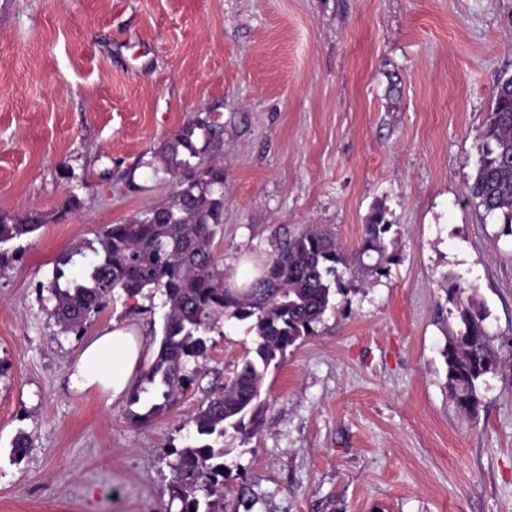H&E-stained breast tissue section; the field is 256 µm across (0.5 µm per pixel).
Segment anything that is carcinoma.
Wrapping results in <instances>:
<instances>
[{
	"label": "carcinoma",
	"mask_w": 512,
	"mask_h": 512,
	"mask_svg": "<svg viewBox=\"0 0 512 512\" xmlns=\"http://www.w3.org/2000/svg\"><path fill=\"white\" fill-rule=\"evenodd\" d=\"M474 140L475 173L467 200L487 216L501 215L503 234L512 236V77L493 89L491 111ZM222 142V127L210 116L188 121L159 154L156 171L169 176L174 187L167 200L78 241L56 258L41 284L61 334L83 333L120 292L160 296L165 313L157 355L127 394L131 406L140 404L141 395L154 394L141 410H129L136 429L171 410L202 377L207 334L219 319L249 323L254 346L229 381L206 390L190 420L189 439L168 452V505H177L178 512H254L268 500L269 493L226 462L235 449L224 445V438L237 436L245 444L259 433L266 408L261 390L269 369L282 363L290 346L314 334L336 295L355 287L361 276L386 275L398 261L387 242L392 224L376 208L354 253H347L330 230L310 224L288 234L245 287L227 286L214 251L224 224V158L215 155ZM47 221L40 212L18 216L0 210V270L13 260L4 245ZM445 280L451 307L439 321L446 337L441 351L446 387L458 412L472 417L481 407L487 379L512 377V343L494 345L488 314L472 289L453 275ZM232 480L239 484L229 500Z\"/></svg>",
	"instance_id": "cac0c4a2"
}]
</instances>
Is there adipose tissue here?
Here are the masks:
<instances>
[{
    "label": "adipose tissue",
    "instance_id": "1",
    "mask_svg": "<svg viewBox=\"0 0 512 512\" xmlns=\"http://www.w3.org/2000/svg\"><path fill=\"white\" fill-rule=\"evenodd\" d=\"M145 360L144 344L133 325H113L93 339L73 366L72 379L83 390L98 389L118 400Z\"/></svg>",
    "mask_w": 512,
    "mask_h": 512
}]
</instances>
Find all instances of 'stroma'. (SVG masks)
Instances as JSON below:
<instances>
[{"instance_id": "35a3bbf8", "label": "stroma", "mask_w": 512, "mask_h": 512, "mask_svg": "<svg viewBox=\"0 0 512 512\" xmlns=\"http://www.w3.org/2000/svg\"><path fill=\"white\" fill-rule=\"evenodd\" d=\"M509 76L512 0H0V209L51 217L0 274V512H166L164 451L252 348L247 323L220 320L200 386L137 430L70 369L115 322L156 354L161 305L120 294L66 335L39 292L60 252L171 194L159 152L201 113L224 130L231 279L308 224L355 250L378 207L399 256L265 377L236 461L275 512H512V381L462 417L437 322L453 274L512 342V236L466 195Z\"/></svg>"}]
</instances>
